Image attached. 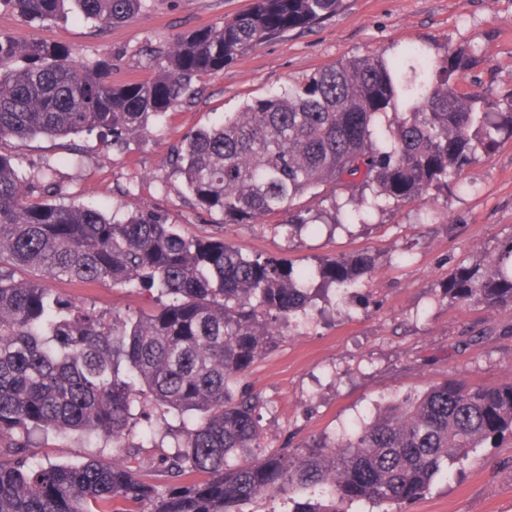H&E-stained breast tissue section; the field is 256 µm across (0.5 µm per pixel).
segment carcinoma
Instances as JSON below:
<instances>
[{
  "instance_id": "1",
  "label": "carcinoma",
  "mask_w": 512,
  "mask_h": 512,
  "mask_svg": "<svg viewBox=\"0 0 512 512\" xmlns=\"http://www.w3.org/2000/svg\"><path fill=\"white\" fill-rule=\"evenodd\" d=\"M143 0H0L32 27L72 16L124 24ZM342 0H252L224 21L172 36L155 72L112 83V55L93 60L36 38L0 34V142L93 133L121 149L130 137L200 94L197 81L264 41L337 13ZM466 49L433 55L414 46L386 58L339 60L306 80L243 103L189 131L171 154L196 207L224 224L282 216L285 224H369L389 205L420 203L448 186L479 152L512 135V102L458 92L450 77ZM54 183L27 184L0 153V512H235L293 490L326 501L307 512H381L423 497L448 465L512 435V381L437 383L378 406L332 441L309 439L261 457L259 400L236 390L318 298L345 300L372 272L366 256L336 257L294 272L247 257L229 242L179 233L148 209L107 213L44 199ZM43 198L33 200L35 193ZM330 200V208L298 205ZM19 271L157 293L129 313L52 295ZM448 297L495 310L512 306V240L483 268L448 278ZM146 396L178 415L165 424L175 451L159 460L163 487L122 453ZM112 441L113 455L79 464L33 463L49 434ZM204 476L202 480L193 475ZM124 508L119 509L117 505Z\"/></svg>"
}]
</instances>
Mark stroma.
Returning a JSON list of instances; mask_svg holds the SVG:
<instances>
[{
    "label": "stroma",
    "mask_w": 512,
    "mask_h": 512,
    "mask_svg": "<svg viewBox=\"0 0 512 512\" xmlns=\"http://www.w3.org/2000/svg\"><path fill=\"white\" fill-rule=\"evenodd\" d=\"M250 0H145L134 22L106 29L81 20L31 27L0 11V34L74 47L88 59L112 54V81L150 75V51L173 34L222 21ZM465 46L470 65L453 74L459 92L486 90L512 98V0H343L335 15L295 29L204 76L196 103L149 124L121 150L96 135L0 143L27 180L50 172L60 192L104 211L150 208L183 233L224 240L247 256L276 257L294 269L339 256L370 255L372 277L360 279L346 305L302 320L256 361L238 387L258 395L260 453L310 437L335 438L376 405L449 378L484 385L512 379V307L489 311L448 299L451 273L484 264L512 240V137L489 152L426 204L388 207L369 224H320L299 231L270 218L224 224L197 209L169 164L191 129L221 121L243 102L265 97L318 68L352 56L393 55L412 45ZM129 195H122V188ZM62 297L102 310L151 308L148 292L51 279ZM103 439H42L37 461L78 463L111 453ZM401 512H512V440L486 445L450 465L421 499Z\"/></svg>",
    "instance_id": "obj_1"
}]
</instances>
